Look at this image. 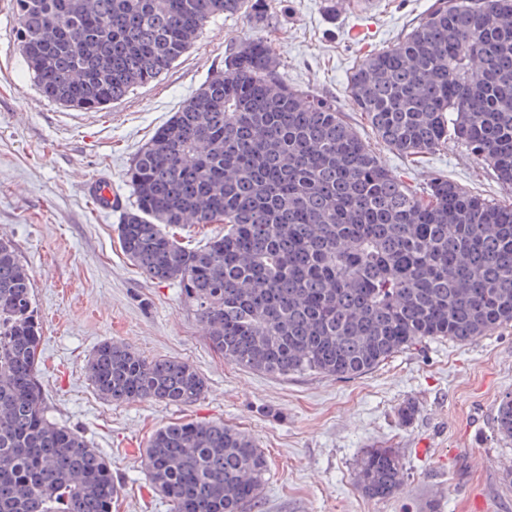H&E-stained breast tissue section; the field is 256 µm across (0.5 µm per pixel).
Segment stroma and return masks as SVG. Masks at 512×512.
<instances>
[{
	"mask_svg": "<svg viewBox=\"0 0 512 512\" xmlns=\"http://www.w3.org/2000/svg\"><path fill=\"white\" fill-rule=\"evenodd\" d=\"M270 2L269 33L289 85L336 100L396 175L420 188L445 177L490 198L512 196L460 144L398 154L347 106L353 68L408 32L433 0ZM261 34L246 14L217 16L168 74L96 112L40 95L16 47L11 2L0 0V239L31 274L49 416L111 461L112 512H172L143 458L158 428L183 421H221L254 439L269 463L258 512H512V441L494 426L501 394L512 391V326L466 345L431 339L357 377H276L224 361L178 285L146 279L124 254L118 226L134 201L127 173L138 150L226 53ZM94 180L111 183L121 207L98 211L84 189ZM104 340L187 361L205 395L182 406L102 399L86 361ZM409 404L416 414L406 422ZM376 446L397 448L404 465L403 489L385 499L354 483L357 462Z\"/></svg>",
	"mask_w": 512,
	"mask_h": 512,
	"instance_id": "1",
	"label": "stroma"
}]
</instances>
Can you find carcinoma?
Returning a JSON list of instances; mask_svg holds the SVG:
<instances>
[{
  "label": "carcinoma",
  "mask_w": 512,
  "mask_h": 512,
  "mask_svg": "<svg viewBox=\"0 0 512 512\" xmlns=\"http://www.w3.org/2000/svg\"><path fill=\"white\" fill-rule=\"evenodd\" d=\"M260 0H12L16 40L40 94L100 109L167 73L219 15L269 27ZM351 107L402 155L453 139L512 191V0H435L348 78ZM121 248L146 278L178 284L224 360L286 377H354L428 339L468 344L512 325V203L446 178L395 175L334 101L288 85L264 38L224 57L141 147ZM222 224L187 248L174 229ZM31 277L0 241V512H112L111 463L47 414L36 376ZM106 401L199 400L188 362L111 340L86 364ZM495 426L512 440V392ZM174 512H250L268 463L222 422L157 429L145 453ZM394 448L354 481L371 499L403 487Z\"/></svg>",
  "instance_id": "cac0c4a2"
}]
</instances>
